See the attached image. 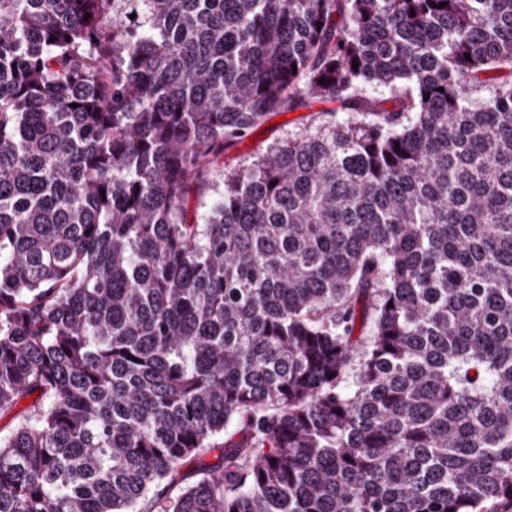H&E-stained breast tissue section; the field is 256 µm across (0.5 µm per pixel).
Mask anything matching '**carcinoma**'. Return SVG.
<instances>
[{
  "label": "carcinoma",
  "mask_w": 512,
  "mask_h": 512,
  "mask_svg": "<svg viewBox=\"0 0 512 512\" xmlns=\"http://www.w3.org/2000/svg\"><path fill=\"white\" fill-rule=\"evenodd\" d=\"M34 394L0 512H512V0H0ZM311 102L308 107L301 109L288 112H272L251 135V137H254V141H251L250 137L225 151L222 162L217 163L212 168L209 187L204 190L199 198V204L202 206L200 211H205L213 198L214 194L211 188L213 184L222 187L225 177L239 171L245 161L251 160L253 155L265 151L268 146L288 137L289 134L300 132L306 127L314 128L325 120L326 116L323 115V112L338 107V104L325 100L315 99ZM280 116H287V120L273 124V120Z\"/></svg>",
  "instance_id": "1"
}]
</instances>
